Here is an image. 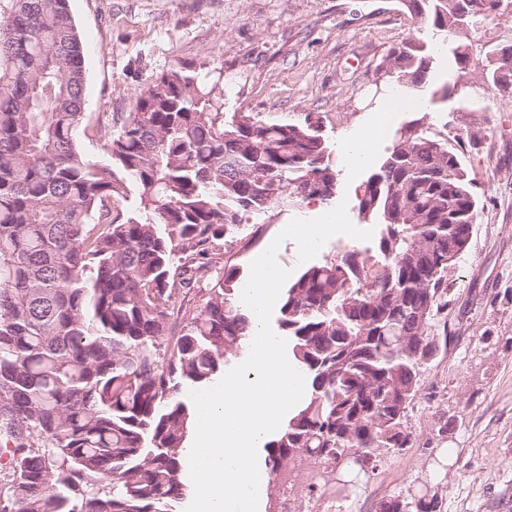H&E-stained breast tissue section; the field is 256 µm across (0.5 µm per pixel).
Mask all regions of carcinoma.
<instances>
[{
	"label": "carcinoma",
	"mask_w": 512,
	"mask_h": 512,
	"mask_svg": "<svg viewBox=\"0 0 512 512\" xmlns=\"http://www.w3.org/2000/svg\"><path fill=\"white\" fill-rule=\"evenodd\" d=\"M499 0H401L429 35L385 59L394 85L433 84L438 43L455 71L432 95L470 97L486 75L512 98V39L471 35ZM0 512H178L195 407L250 336L237 268L218 242L246 215L336 200L322 120L224 113L219 81L178 67L121 116L105 160L76 143L84 120L82 42L69 0H14L0 23ZM364 183L359 214L380 226L378 259L354 249L303 270L279 325L308 385L264 444L278 474L306 459L375 472L413 446L419 376L448 345V271L469 245L478 198L448 137L419 120ZM209 298L172 349L171 306ZM438 495L390 496L377 512H442Z\"/></svg>",
	"instance_id": "obj_1"
}]
</instances>
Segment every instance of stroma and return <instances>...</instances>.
<instances>
[{
  "instance_id": "35a3bbf8",
  "label": "stroma",
  "mask_w": 512,
  "mask_h": 512,
  "mask_svg": "<svg viewBox=\"0 0 512 512\" xmlns=\"http://www.w3.org/2000/svg\"><path fill=\"white\" fill-rule=\"evenodd\" d=\"M83 45L82 152L102 158L113 114L133 111L162 72L186 64L222 72L224 109L269 122L322 121L339 192L358 228L357 197L371 166L345 169L342 144L367 135L371 100L389 87L392 48L420 24L395 0H69ZM471 110L436 101L435 133L461 144L479 205L468 249L448 272V350L428 365L408 417L413 447L385 457L367 494L344 512H376L397 494L438 495L443 512H512V99L473 86ZM310 201L245 218L221 251L244 288L251 262Z\"/></svg>"
}]
</instances>
